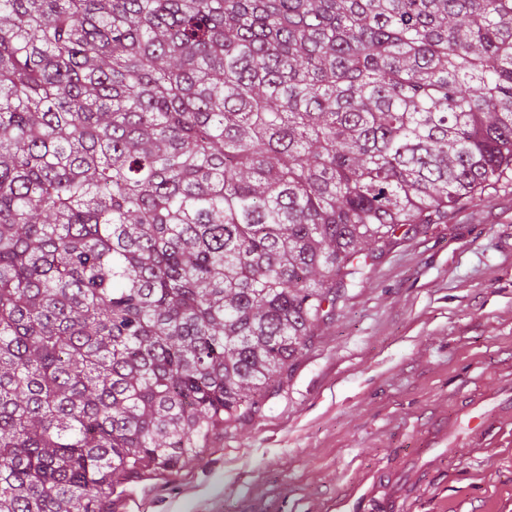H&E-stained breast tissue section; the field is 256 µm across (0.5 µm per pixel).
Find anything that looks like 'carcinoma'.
Wrapping results in <instances>:
<instances>
[{
  "label": "carcinoma",
  "mask_w": 512,
  "mask_h": 512,
  "mask_svg": "<svg viewBox=\"0 0 512 512\" xmlns=\"http://www.w3.org/2000/svg\"><path fill=\"white\" fill-rule=\"evenodd\" d=\"M510 171L512 0H0V512L197 459Z\"/></svg>",
  "instance_id": "obj_1"
}]
</instances>
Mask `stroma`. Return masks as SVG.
<instances>
[{"label":"stroma","mask_w":512,"mask_h":512,"mask_svg":"<svg viewBox=\"0 0 512 512\" xmlns=\"http://www.w3.org/2000/svg\"><path fill=\"white\" fill-rule=\"evenodd\" d=\"M511 399L506 179L395 237L256 413L177 471L117 486L112 512H372L381 472L401 512H512Z\"/></svg>","instance_id":"obj_1"}]
</instances>
